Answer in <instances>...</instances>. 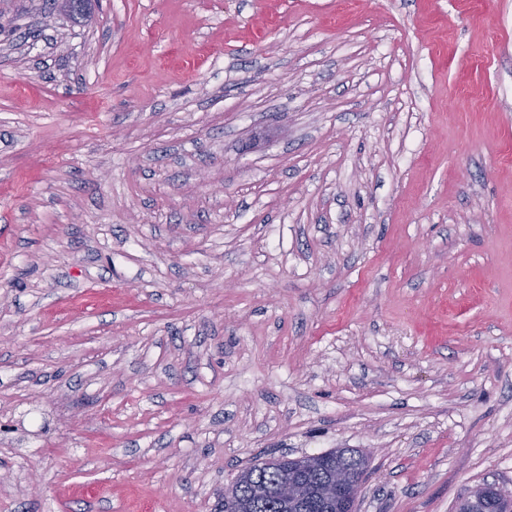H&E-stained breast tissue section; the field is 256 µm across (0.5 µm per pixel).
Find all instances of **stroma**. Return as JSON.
<instances>
[{
	"instance_id": "stroma-1",
	"label": "stroma",
	"mask_w": 512,
	"mask_h": 512,
	"mask_svg": "<svg viewBox=\"0 0 512 512\" xmlns=\"http://www.w3.org/2000/svg\"><path fill=\"white\" fill-rule=\"evenodd\" d=\"M512 490V0L0 10V512ZM319 454L323 455L309 471L306 477L307 493L300 500L276 498L268 493L258 492L261 488H272L290 477H297L287 455L242 470L231 485L234 489V505L239 509L238 512H348L353 505L351 500L337 499L334 502H326L319 495L318 489L330 473L336 470V466L366 470L367 457L361 451L349 448Z\"/></svg>"
}]
</instances>
